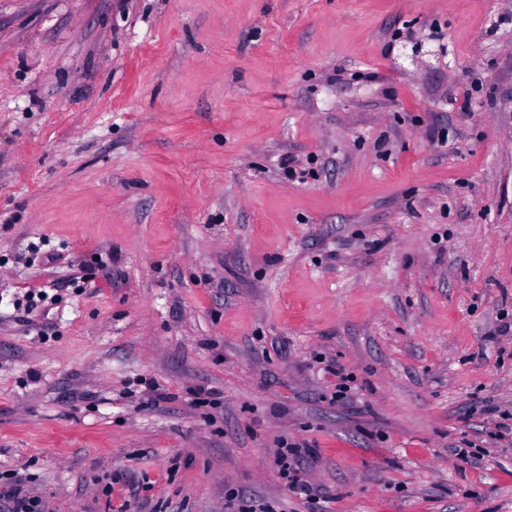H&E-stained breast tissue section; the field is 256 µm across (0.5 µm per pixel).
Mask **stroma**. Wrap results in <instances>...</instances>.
Instances as JSON below:
<instances>
[{
    "instance_id": "obj_1",
    "label": "stroma",
    "mask_w": 512,
    "mask_h": 512,
    "mask_svg": "<svg viewBox=\"0 0 512 512\" xmlns=\"http://www.w3.org/2000/svg\"><path fill=\"white\" fill-rule=\"evenodd\" d=\"M510 321L512 0H0V480L47 512H312L283 439L329 512H512ZM313 452L314 448L308 443L288 444L287 440L283 441L275 454L278 475L285 481L289 492L299 495L308 502L315 503L318 502L317 499H324L322 502H330L331 498L326 491L319 492V494L313 493L315 489L301 478L302 463Z\"/></svg>"
}]
</instances>
